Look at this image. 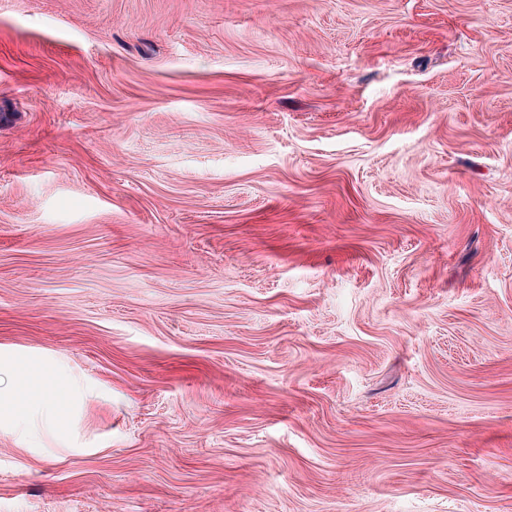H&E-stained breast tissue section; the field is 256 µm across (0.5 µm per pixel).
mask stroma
Segmentation results:
<instances>
[{"label": "stroma", "instance_id": "obj_1", "mask_svg": "<svg viewBox=\"0 0 512 512\" xmlns=\"http://www.w3.org/2000/svg\"><path fill=\"white\" fill-rule=\"evenodd\" d=\"M0 512H512V0H0ZM61 395L49 396L43 403H36L29 408H16L17 414L12 417L16 429L27 431L34 420L40 419L52 423L56 429H60L57 410L61 405Z\"/></svg>", "mask_w": 512, "mask_h": 512}]
</instances>
